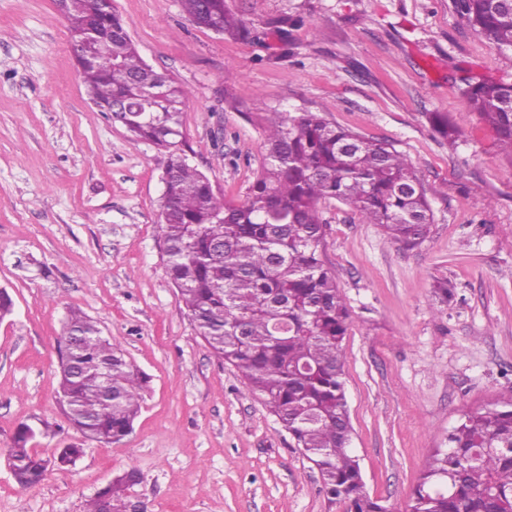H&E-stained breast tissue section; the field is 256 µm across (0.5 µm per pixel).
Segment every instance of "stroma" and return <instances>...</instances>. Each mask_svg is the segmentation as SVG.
Segmentation results:
<instances>
[{"instance_id":"stroma-1","label":"stroma","mask_w":512,"mask_h":512,"mask_svg":"<svg viewBox=\"0 0 512 512\" xmlns=\"http://www.w3.org/2000/svg\"><path fill=\"white\" fill-rule=\"evenodd\" d=\"M141 57L188 88L192 162L227 198L265 162L259 107L321 113L389 140L414 164L433 222L404 251L348 206L320 204L322 258L351 308L346 394L370 494L406 512L429 457L467 411L512 398V156L463 79L512 83V53L477 35L449 0H226L260 34L199 27L179 0H112ZM303 17L288 43L270 21ZM54 0H0V512H83L136 470L147 512H343L262 398L197 336L157 236L162 156L89 99ZM447 113L455 144L427 121ZM453 291L440 302L439 282ZM95 320L148 383L131 432L84 439L57 404L68 310ZM48 423L49 467L30 489L3 455L19 424Z\"/></svg>"}]
</instances>
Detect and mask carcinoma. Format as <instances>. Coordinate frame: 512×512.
Masks as SVG:
<instances>
[{
  "mask_svg": "<svg viewBox=\"0 0 512 512\" xmlns=\"http://www.w3.org/2000/svg\"><path fill=\"white\" fill-rule=\"evenodd\" d=\"M72 29L90 26L99 39L82 44L80 76L88 95L131 136L163 156L157 235L166 273L197 336L231 365L249 390L291 434L318 469L328 501L344 512H387L370 495L352 449L343 342L350 307L325 266L326 224L319 204L335 200L365 224H377L402 250L418 247L433 223L426 190L412 162L385 140L362 136L313 112H269L263 126L265 163L242 200L229 199L191 165L181 120L188 89L140 57L115 9L102 0H57ZM198 26L230 39L259 36L226 0H181ZM456 15L501 50L512 51V3L451 0ZM162 92L160 112H137ZM475 111L512 155V84L465 80ZM122 101L131 112H114ZM428 121L454 143L448 114ZM61 336L76 344L59 356L58 401L84 437L110 443L126 436L141 409L145 376L101 335L91 317L70 311ZM39 428L16 429L6 462L22 488L39 485L53 464H75L82 449L41 458L30 444ZM129 470L100 489L85 512H136ZM407 512H512V400L469 411L434 449Z\"/></svg>",
  "mask_w": 512,
  "mask_h": 512,
  "instance_id": "carcinoma-1",
  "label": "carcinoma"
}]
</instances>
